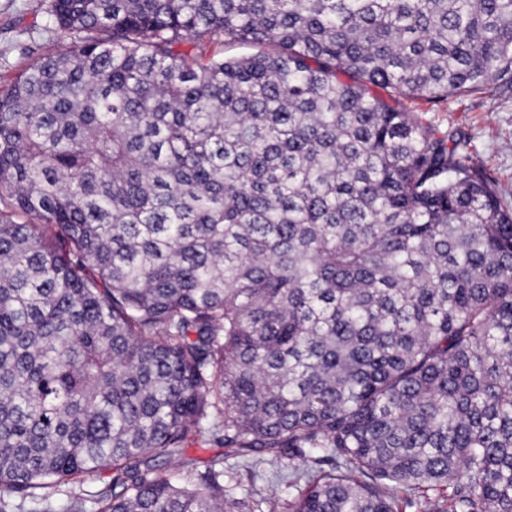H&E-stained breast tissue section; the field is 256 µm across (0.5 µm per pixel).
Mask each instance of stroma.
<instances>
[{
    "mask_svg": "<svg viewBox=\"0 0 512 512\" xmlns=\"http://www.w3.org/2000/svg\"><path fill=\"white\" fill-rule=\"evenodd\" d=\"M68 41L67 35L49 29L45 0H0V85ZM402 106L434 130L453 133L462 152L478 163L504 203L512 206V83H491L443 100H406ZM215 459L223 460L224 482L232 486L238 502H250L256 493L283 500L292 494L271 471L247 472L238 449L211 444L206 431L191 438L171 468L182 485L192 487Z\"/></svg>",
    "mask_w": 512,
    "mask_h": 512,
    "instance_id": "stroma-1",
    "label": "stroma"
}]
</instances>
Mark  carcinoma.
I'll return each mask as SVG.
<instances>
[{"mask_svg": "<svg viewBox=\"0 0 512 512\" xmlns=\"http://www.w3.org/2000/svg\"><path fill=\"white\" fill-rule=\"evenodd\" d=\"M47 14L0 88V512H228L169 469L206 426L303 462L254 512H512V210L369 93L505 79L512 0Z\"/></svg>", "mask_w": 512, "mask_h": 512, "instance_id": "1", "label": "carcinoma"}]
</instances>
